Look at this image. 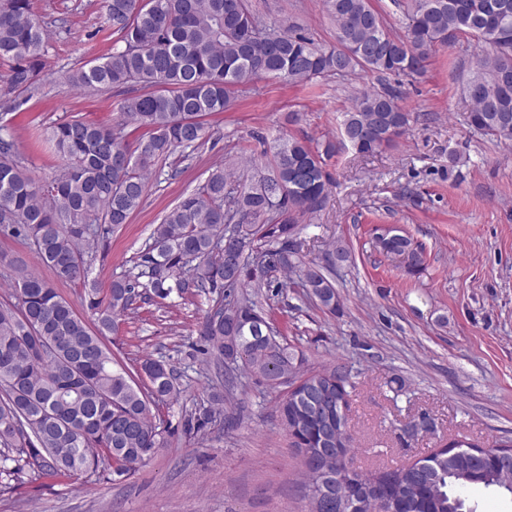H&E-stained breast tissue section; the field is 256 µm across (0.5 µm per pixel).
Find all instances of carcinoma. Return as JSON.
I'll use <instances>...</instances> for the list:
<instances>
[{"label": "carcinoma", "instance_id": "obj_1", "mask_svg": "<svg viewBox=\"0 0 512 512\" xmlns=\"http://www.w3.org/2000/svg\"><path fill=\"white\" fill-rule=\"evenodd\" d=\"M243 7L226 16V0H107L109 20L120 48L98 63L67 71L66 82L80 90L122 92L123 122L72 118L51 127L49 140L63 161L58 174L35 180L19 157L12 136L0 134V234L33 246L43 265L60 282L77 283L89 315L76 311L40 274L15 268L12 301L0 303V476L3 490L43 477L88 479L110 469L117 475L136 470L166 446L169 422L161 409L182 390L175 369L147 358L140 368L164 365L141 381L112 358L104 338L114 333L137 300L185 299L189 289L208 297L200 336L204 351L219 361L235 355L236 365L266 381L312 382L298 400L305 417L298 452L325 441L322 406L336 395H350L349 373L339 368L303 373V357L277 331L252 328L259 315L249 289L273 288L288 281L276 274L293 271L294 236L300 218L326 204L331 175L325 158L338 145L313 148L296 138L278 137L263 151L264 167L250 179L219 165L204 183L171 208L155 225L146 245L125 275L104 289L92 277L100 242L117 224H126L140 207L157 166L176 150H195L205 137L201 117L222 112L232 89L267 74L290 83L367 73L421 76L429 53L466 35L490 51L464 87L472 108L471 127L512 141V0H410L404 34L388 30L372 0H329L336 45L263 23ZM50 34L32 12L31 0H0V63L9 93L32 88L48 52ZM480 91L469 94L471 85ZM129 124L140 131L129 138ZM409 126V113L386 88L362 89L340 122L345 145L362 155L391 145ZM249 229L234 240L233 262L224 264V238L241 221ZM387 254L409 252L406 272L419 273L423 253L399 233L384 242ZM301 287L323 308H340L332 283L309 269ZM243 310L241 328H224V306ZM343 377L336 392L329 379ZM331 388L326 395L321 388ZM224 418V396L184 415L181 431L206 434ZM341 455L314 465L303 460L304 488L312 495L318 470L334 476L351 466L352 435ZM474 463L421 457L424 468L404 477V492L416 512H467L473 486L512 501V445L478 447Z\"/></svg>", "mask_w": 512, "mask_h": 512}]
</instances>
